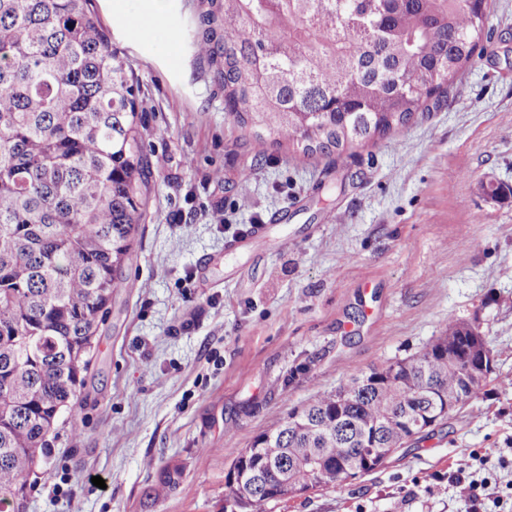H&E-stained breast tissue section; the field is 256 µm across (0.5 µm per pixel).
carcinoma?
Instances as JSON below:
<instances>
[{
    "instance_id": "cac0c4a2",
    "label": "carcinoma",
    "mask_w": 512,
    "mask_h": 512,
    "mask_svg": "<svg viewBox=\"0 0 512 512\" xmlns=\"http://www.w3.org/2000/svg\"><path fill=\"white\" fill-rule=\"evenodd\" d=\"M196 41L224 83V111L296 158L352 156L405 132L488 38V0H210ZM219 23L222 43L211 25ZM138 84L94 0H0V512H17L35 456L73 410L100 325L150 198ZM293 408L248 449L265 480L243 512L282 498L316 459L346 478L378 469L354 448L406 447L427 417L479 385L431 342ZM167 465L148 495L176 487Z\"/></svg>"
}]
</instances>
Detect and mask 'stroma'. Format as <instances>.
Segmentation results:
<instances>
[{
    "label": "stroma",
    "mask_w": 512,
    "mask_h": 512,
    "mask_svg": "<svg viewBox=\"0 0 512 512\" xmlns=\"http://www.w3.org/2000/svg\"><path fill=\"white\" fill-rule=\"evenodd\" d=\"M96 5L140 86L151 194L87 394L23 512H224L255 436L452 319L494 354L476 396L377 470L269 512H468L448 476L469 454L492 461L473 467L497 492L485 512H512V199L483 189L512 186V0H491L490 40L446 97L338 160L294 159L233 123L195 50L207 0L155 17L128 0L117 25ZM254 224L269 227L261 253L242 241ZM169 464L177 487L149 497Z\"/></svg>",
    "instance_id": "35a3bbf8"
}]
</instances>
